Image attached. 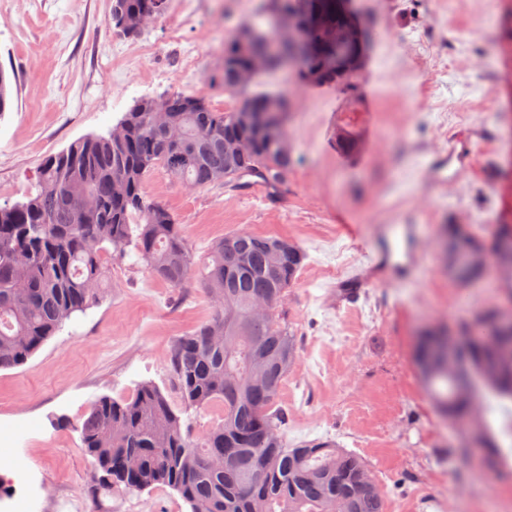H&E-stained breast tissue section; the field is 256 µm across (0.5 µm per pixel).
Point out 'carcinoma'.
Masks as SVG:
<instances>
[{"label":"carcinoma","mask_w":512,"mask_h":512,"mask_svg":"<svg viewBox=\"0 0 512 512\" xmlns=\"http://www.w3.org/2000/svg\"><path fill=\"white\" fill-rule=\"evenodd\" d=\"M146 9L160 19L167 0H112V22L138 36ZM274 62L246 86L225 68L212 82L234 100L217 111L200 96L172 92L145 97L119 120L118 135L91 136L45 157L26 201L0 205V369L28 359L77 313L99 298L104 259L134 255L173 288L196 278L214 313L178 338L171 365L184 408L222 409L219 424L200 440L185 436L181 418L160 389L139 386L126 399L94 401L81 433L97 479L92 494L124 486L156 485L176 491L190 512H383L376 481L362 458L332 440L291 446L284 432L281 389L298 350L296 336L271 311L255 314V300L272 296L278 307L297 280L305 253L282 237L228 232L202 261L186 243L170 212L146 193L156 170L202 188L218 175L246 187L256 177L268 187L284 183L292 154L242 126L237 108L263 107L273 96L254 90ZM158 112L174 139L154 125ZM254 140L237 158L224 154V138ZM463 251L480 250L464 228L451 233ZM472 336L467 366L483 391L458 386L448 370V333L429 329L419 339L417 362L439 412L471 420L481 433L486 464L501 462V437L512 439V328L499 326L489 306L458 325ZM500 417L494 427L491 417Z\"/></svg>","instance_id":"1"}]
</instances>
